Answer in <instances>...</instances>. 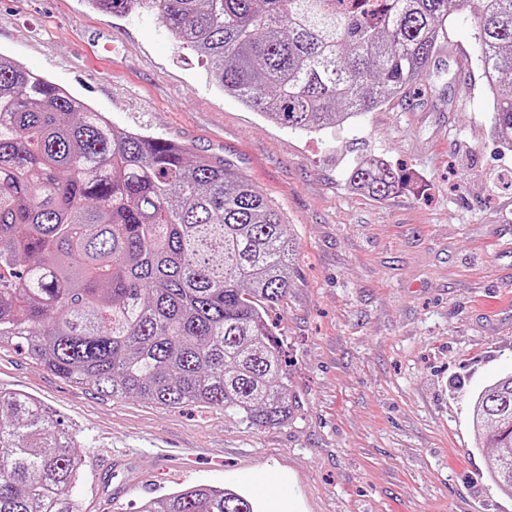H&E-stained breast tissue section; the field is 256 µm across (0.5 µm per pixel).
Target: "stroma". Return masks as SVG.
<instances>
[{
	"label": "stroma",
	"mask_w": 512,
	"mask_h": 512,
	"mask_svg": "<svg viewBox=\"0 0 512 512\" xmlns=\"http://www.w3.org/2000/svg\"><path fill=\"white\" fill-rule=\"evenodd\" d=\"M473 22L449 18L422 85L315 135L219 91L157 16L0 0V53L118 127L232 163L296 242L267 316L295 401L287 424L115 399L0 349V388L77 432L81 512H138L194 485L244 492L259 512H512L471 421L478 392L512 371V150L491 134ZM369 156L404 176L388 199L348 184Z\"/></svg>",
	"instance_id": "obj_1"
}]
</instances>
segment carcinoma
Segmentation results:
<instances>
[{
    "mask_svg": "<svg viewBox=\"0 0 512 512\" xmlns=\"http://www.w3.org/2000/svg\"><path fill=\"white\" fill-rule=\"evenodd\" d=\"M154 13L210 77L265 119L308 133L406 93L470 7L494 139L512 145V0H86ZM351 187L385 199L403 177L371 157ZM290 225L248 178L183 146L120 129L66 88L0 54V346L114 397L217 407L251 427L293 418L267 310L290 288ZM477 447L512 496V373L476 396ZM76 432L33 397L0 390V512H79ZM139 512H256L195 486Z\"/></svg>",
    "mask_w": 512,
    "mask_h": 512,
    "instance_id": "carcinoma-1",
    "label": "carcinoma"
}]
</instances>
